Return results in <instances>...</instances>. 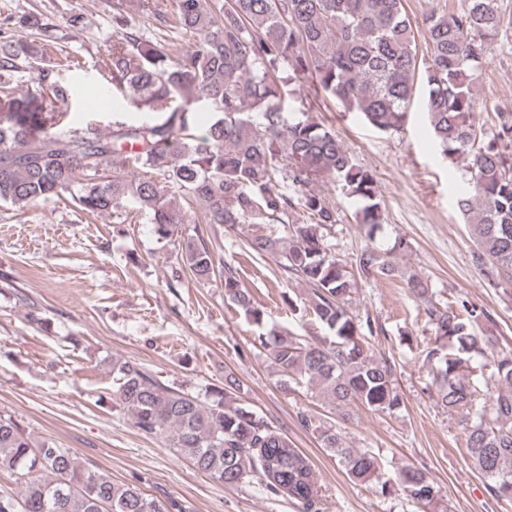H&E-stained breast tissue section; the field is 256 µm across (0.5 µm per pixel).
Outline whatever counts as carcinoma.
Returning a JSON list of instances; mask_svg holds the SVG:
<instances>
[{
	"label": "carcinoma",
	"mask_w": 512,
	"mask_h": 512,
	"mask_svg": "<svg viewBox=\"0 0 512 512\" xmlns=\"http://www.w3.org/2000/svg\"><path fill=\"white\" fill-rule=\"evenodd\" d=\"M113 0L112 43L105 72L112 88L152 118L116 121L107 132L89 124L66 128L47 100L65 99L41 67L43 40H0V72L29 71L37 88L17 93L0 84V203L17 210L71 197L88 215L111 213L135 200L152 231L169 240L182 224H283L286 236L252 237L247 246L277 258L288 278L303 282V301L325 335L306 338L269 324L236 273L224 268V297L260 329L259 346L284 391L304 388L342 412L352 405L390 413L403 398L393 365L377 360L362 341L370 318L350 315L355 278L392 277L388 253L366 246L348 272L324 230L336 206L311 189L331 178L361 202L360 223L373 235L383 217L374 173L358 165L336 132L284 109L293 80L314 76V96L340 103L377 130L398 132L417 87L424 89L425 122L448 165L462 170L454 204L476 247L474 262L491 286L512 282V112L480 124L472 76L486 60L504 19L494 0H465L458 9L422 19L427 57L419 59L415 25L404 0H170L156 12L166 31L191 33L198 44L174 50L148 39L129 17L132 4ZM23 23L42 35L52 20L38 11ZM207 102L213 121L191 119L189 106ZM288 180L294 195L281 190ZM178 192L197 205L192 216L172 202ZM302 210L303 216L296 215ZM211 241L202 230L185 242L183 262L198 282L215 272ZM408 290L427 306L435 346L424 354L435 402L460 412L466 448L494 495L512 499V351L478 329L480 314L466 301L440 304L417 274ZM113 400L134 428L161 441L197 472L229 487L257 480L264 491L318 512L321 486L308 456L287 434L244 404V385L232 373L224 386L200 396L157 378L141 364L112 358ZM301 421L353 482L379 479L372 453L352 448L334 425ZM0 472L21 486L0 491V512H183L173 500L115 483L69 448L36 442L0 411ZM402 492L421 512H448L442 489L417 468H401Z\"/></svg>",
	"instance_id": "cac0c4a2"
}]
</instances>
